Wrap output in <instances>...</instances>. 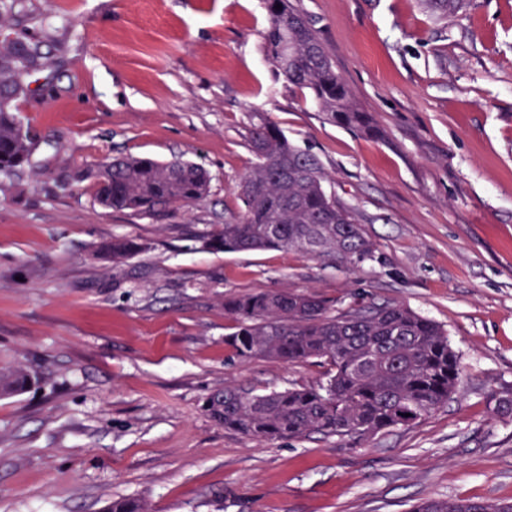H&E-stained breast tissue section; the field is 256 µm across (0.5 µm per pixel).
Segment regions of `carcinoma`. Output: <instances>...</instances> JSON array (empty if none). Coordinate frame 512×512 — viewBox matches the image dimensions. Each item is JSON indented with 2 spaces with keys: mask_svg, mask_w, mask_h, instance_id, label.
Here are the masks:
<instances>
[{
  "mask_svg": "<svg viewBox=\"0 0 512 512\" xmlns=\"http://www.w3.org/2000/svg\"><path fill=\"white\" fill-rule=\"evenodd\" d=\"M266 8L265 55L275 77L302 91L328 122L375 133L371 116L354 101L307 15L290 0H266ZM46 60L43 43L0 13V177L30 164L34 142L15 103L27 94L26 76ZM248 140L253 161L239 184L243 210L208 238L210 250L281 249L347 265L374 257L354 212L327 189L316 155L269 122L253 125ZM208 189L207 171L192 161L116 157L98 170L94 194L104 208L153 215L167 206L192 205ZM143 248L136 239L119 237L100 244L98 255L119 263ZM224 315L234 322L224 343L238 356L325 368V380L315 385L264 391L230 385L207 399L214 421L258 441L364 437L410 428L460 389L462 366L448 332L400 304L357 302L334 311L314 293L267 291L224 297ZM30 381L21 365L1 367L0 397L22 391ZM103 512L151 510L140 498L122 496ZM409 512H512V501L432 499Z\"/></svg>",
  "mask_w": 512,
  "mask_h": 512,
  "instance_id": "carcinoma-1",
  "label": "carcinoma"
}]
</instances>
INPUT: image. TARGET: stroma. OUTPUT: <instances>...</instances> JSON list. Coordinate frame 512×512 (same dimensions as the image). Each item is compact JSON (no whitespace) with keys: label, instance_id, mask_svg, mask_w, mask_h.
<instances>
[{"label":"stroma","instance_id":"1","mask_svg":"<svg viewBox=\"0 0 512 512\" xmlns=\"http://www.w3.org/2000/svg\"><path fill=\"white\" fill-rule=\"evenodd\" d=\"M379 132L327 122L275 79L265 0H0L57 61L18 113L39 147L0 177V512H409L430 498L512 501V0H294ZM317 155L375 247L354 269L295 252L224 253L243 208L248 130ZM145 155L197 162L209 193L154 215L101 208L90 173ZM140 240L113 264L94 250ZM399 303L448 331L458 395L411 428L258 442L209 395L315 384V363L236 357L230 293ZM31 381L21 365L0 368V397L11 396L22 391Z\"/></svg>","mask_w":512,"mask_h":512}]
</instances>
